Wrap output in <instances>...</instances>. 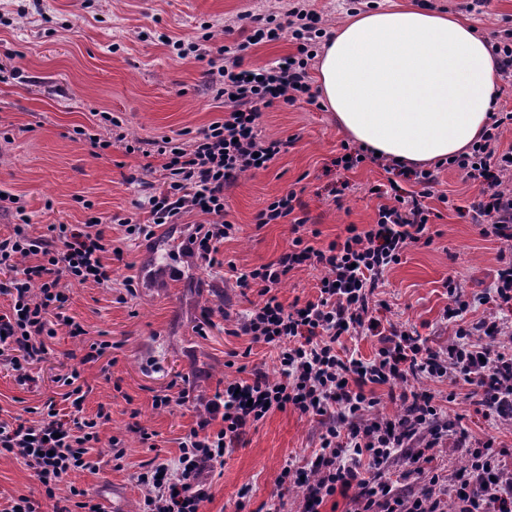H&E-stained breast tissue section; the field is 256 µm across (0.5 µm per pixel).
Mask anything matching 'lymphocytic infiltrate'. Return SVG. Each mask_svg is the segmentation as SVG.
<instances>
[{"label": "lymphocytic infiltrate", "mask_w": 512, "mask_h": 512, "mask_svg": "<svg viewBox=\"0 0 512 512\" xmlns=\"http://www.w3.org/2000/svg\"><path fill=\"white\" fill-rule=\"evenodd\" d=\"M227 44L214 46L211 24H203L195 41H174L178 58L204 63L206 86L224 103L222 118L190 138L151 141V153L162 157V187L150 189L144 204L147 223L130 217L91 215L82 224H51L41 235L30 231L32 219L20 195L0 193V212L12 214L11 234L0 236V297L10 300L0 314V370L13 372L18 385L33 382L32 370L49 354L58 329L84 335L83 326L66 313L71 284L112 285V264L123 259L107 230L122 227L130 240L150 239L156 227L199 217L188 239V252L211 272L230 273L241 294L253 293L245 315L229 319V335L277 350V377L259 367L237 366V378L225 381L207 401L194 426L182 437L174 462L142 465L136 482L144 490L139 512H200L211 498L206 472L223 465L224 457L242 443L269 410L294 409L322 426L318 448L304 464H286L278 487L301 493V512H320L336 491H351L352 512H512V448L495 437L470 441L463 416L454 411L457 385L467 386L475 413L512 419V346L499 342L498 321L467 320L471 300L456 287L445 317L455 326L456 340L433 347L413 328L375 325L381 307L379 282L399 264L409 245H431V227L449 204L436 192L439 171L454 168L478 189L471 206L472 223L483 234L512 240V147L501 140L512 128V110L492 113L479 140L453 158L430 169H410L379 157L363 146L342 144L332 164L349 172L363 163L381 168L386 182L377 184L373 224H350L344 237L314 245L301 236L308 224L300 192L274 197L255 216L257 227L288 224L296 235L276 259L249 268L225 264L219 253L234 238L236 225L227 218L226 192L247 173L270 167L287 152L291 139L263 135V114L274 106L304 103L320 106L310 70L327 32L322 17L294 0L283 16L247 14L244 24L225 25ZM289 37L295 47L269 65L245 66L252 47ZM437 206H430V199ZM302 267L320 269L314 298L283 303L280 286ZM376 337L373 357L347 349L346 340ZM66 391L33 408L31 417L0 416V456L16 459L37 477L40 499L6 498L0 512H39L48 503L53 512H104L86 488L68 484L74 472L97 473L100 443L109 459L122 465L126 441L102 439L111 420L106 405L85 414L88 391L81 366L61 375ZM448 383V393L434 384ZM384 395H377V388ZM69 402L58 413V401ZM468 455L467 466L453 485L429 471L433 450L448 439Z\"/></svg>", "instance_id": "f902f5d3"}]
</instances>
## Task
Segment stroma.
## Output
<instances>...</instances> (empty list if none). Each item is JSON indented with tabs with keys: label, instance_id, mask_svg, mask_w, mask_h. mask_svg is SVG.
Instances as JSON below:
<instances>
[{
	"label": "stroma",
	"instance_id": "obj_1",
	"mask_svg": "<svg viewBox=\"0 0 512 512\" xmlns=\"http://www.w3.org/2000/svg\"><path fill=\"white\" fill-rule=\"evenodd\" d=\"M28 0H0V65L12 62L20 78L0 81V190L23 195L33 233L50 224H82L89 215L131 216L146 222L148 212L136 208L139 180H164L161 157L126 153L119 144L99 151L76 138V128L97 132L102 112L122 123L128 139L147 141L198 130L221 117L223 110L207 92L202 68L194 59H177L159 33L190 40L202 22L216 25L214 40L223 44V25L241 13H283L285 0H44V14L19 9ZM264 135L292 138L293 143L268 170L249 173L227 195L236 236L223 247L226 259L250 268L275 259L293 238L290 225L257 227L255 216L267 201L304 184L303 200L319 230L318 244L342 235L346 225H366L375 216L376 199L366 189L383 180L382 169L366 165L349 174L351 191L341 205L323 195L329 178L325 166L336 156L345 135L331 112L304 104L266 109ZM92 201L93 209L82 206ZM433 243L410 246L400 264L388 269L379 287L387 308L382 322L416 328L437 346L453 334L443 319L450 303L445 284L475 297L466 318L476 321L496 313L494 302L479 301L498 268L501 241L481 234V227L443 210ZM124 260L114 263L111 287L72 285L68 313L80 322L88 339L113 342L109 371L100 364L84 367L91 392L87 413L98 404L111 406L105 435L127 440L124 469L102 464L98 473L78 472L71 480L95 495L104 508L138 512L143 490L135 476L140 463L178 456V440L193 425L201 399L223 388L233 373L224 366L229 352L250 351V364L277 373V353L249 337L224 333L223 312L239 316L248 302L231 279L209 278L205 264H181L175 286L142 288L129 295L122 281L140 268L156 240L131 241L112 228ZM213 309V327L196 335L193 327L203 309ZM36 383L18 386L0 376V409L10 415L41 406L58 396L55 379L65 366L79 362L84 345L59 330L49 344ZM188 377L193 399L174 411L153 409L155 395L170 392L178 377ZM156 431V445L143 448L128 434L130 409ZM320 423L293 409L270 412L249 431L242 447L224 459L222 472L211 473L213 498L201 512H238V492L249 487L251 508L270 500L275 479L292 457L310 456L318 444Z\"/></svg>",
	"mask_w": 512,
	"mask_h": 512
}]
</instances>
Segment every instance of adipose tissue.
Instances as JSON below:
<instances>
[{"instance_id":"adipose-tissue-1","label":"adipose tissue","mask_w":512,"mask_h":512,"mask_svg":"<svg viewBox=\"0 0 512 512\" xmlns=\"http://www.w3.org/2000/svg\"><path fill=\"white\" fill-rule=\"evenodd\" d=\"M318 89L350 138L425 166L479 139L497 107L499 80L470 25L406 6L343 23L319 59Z\"/></svg>"}]
</instances>
